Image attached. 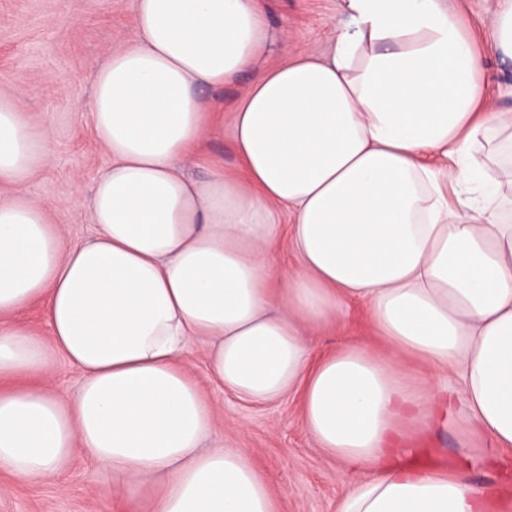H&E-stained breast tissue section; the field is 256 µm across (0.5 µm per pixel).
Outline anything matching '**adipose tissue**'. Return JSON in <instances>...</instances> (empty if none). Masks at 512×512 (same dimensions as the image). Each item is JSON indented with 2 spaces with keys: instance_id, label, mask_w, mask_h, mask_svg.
Returning <instances> with one entry per match:
<instances>
[{
  "instance_id": "1",
  "label": "adipose tissue",
  "mask_w": 512,
  "mask_h": 512,
  "mask_svg": "<svg viewBox=\"0 0 512 512\" xmlns=\"http://www.w3.org/2000/svg\"><path fill=\"white\" fill-rule=\"evenodd\" d=\"M342 7L328 56L297 48L269 68L265 0H136L135 40L94 73L106 162L80 242L24 192L53 142L0 92V473L41 481L79 450L111 474L105 494L133 506L152 489L150 512H282L246 449L203 447L214 411L180 354L206 339L226 390L299 394L304 428L343 465L338 512H486L490 491L463 464L425 462L418 438L512 448V113L491 107L446 0ZM245 73L225 108L214 90ZM224 111L242 171L191 181L181 165ZM283 211L288 273L273 263ZM35 302L49 339L23 321ZM354 302L390 356L356 340L315 354L308 334ZM57 356L81 372L74 395L28 381Z\"/></svg>"
}]
</instances>
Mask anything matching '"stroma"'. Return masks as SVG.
Masks as SVG:
<instances>
[{"label": "stroma", "mask_w": 512, "mask_h": 512, "mask_svg": "<svg viewBox=\"0 0 512 512\" xmlns=\"http://www.w3.org/2000/svg\"><path fill=\"white\" fill-rule=\"evenodd\" d=\"M475 35L485 56V76L492 89L512 86V63L502 61L486 36L485 23L495 0H449ZM268 24L278 37L265 64L275 67L287 49L305 48L328 55L341 22L339 0H267ZM135 0H0V89L16 90L31 122L46 127L53 142L50 161L24 187L48 207L54 223L69 240L81 241L95 231L78 203L89 195L106 157L87 110L92 68L112 48L135 37ZM237 168L229 138L216 136L201 155L182 164L183 173L204 180L214 162ZM379 356L388 348L372 334L365 315L355 323L313 337L314 346L332 351L350 337ZM208 344L190 342L181 361L214 408L205 448H244L282 500V512H338L347 491L342 465L316 448L301 423L295 397L252 403L224 390L210 374ZM425 441L443 462L465 460L467 476L476 485L501 484V469L512 466V454L499 455L488 442L463 447L452 430L439 429ZM106 472L83 453L70 468L39 483H19L0 474V512H124L121 499L105 495Z\"/></svg>", "instance_id": "1"}]
</instances>
